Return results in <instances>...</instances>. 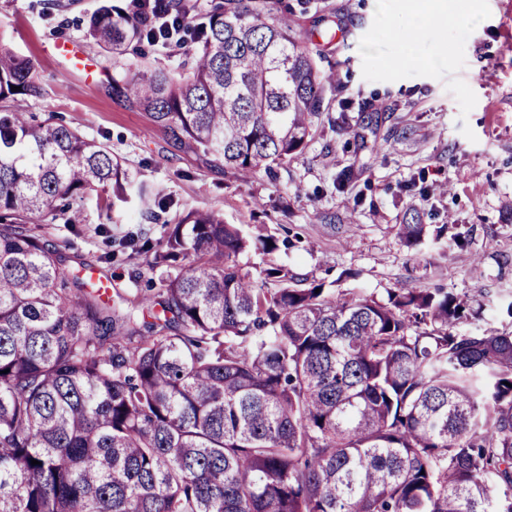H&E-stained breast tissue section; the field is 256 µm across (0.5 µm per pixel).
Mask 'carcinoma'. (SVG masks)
Instances as JSON below:
<instances>
[{
    "label": "carcinoma",
    "instance_id": "carcinoma-1",
    "mask_svg": "<svg viewBox=\"0 0 512 512\" xmlns=\"http://www.w3.org/2000/svg\"><path fill=\"white\" fill-rule=\"evenodd\" d=\"M169 9L188 62L124 68L112 97L241 177L303 153L335 78L292 18L273 0ZM149 17L106 6L87 34L121 59ZM42 95L0 44V512H512V324L474 328L470 299L438 288L254 275L241 254L291 241L199 208L123 237L168 273L114 304L35 225L76 223L99 192L115 210L129 173L37 121ZM142 196L150 220L172 203ZM429 228L413 215L399 236L416 249Z\"/></svg>",
    "mask_w": 512,
    "mask_h": 512
}]
</instances>
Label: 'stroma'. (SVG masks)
Segmentation results:
<instances>
[{
  "mask_svg": "<svg viewBox=\"0 0 512 512\" xmlns=\"http://www.w3.org/2000/svg\"><path fill=\"white\" fill-rule=\"evenodd\" d=\"M104 0H0V43L33 60L44 96L28 102L107 144L134 186L169 193L163 222L145 220L138 198L107 224L102 198L81 206L77 224H40V234L78 257L113 290L133 296L152 272L142 255L104 260L105 235L143 229L159 239L165 224L198 207L229 224H263L296 246L240 256L256 272L267 260L338 288L385 297L401 287L442 288L469 296L512 295V0H443L448 24L414 47L397 42L413 20L408 0H276L297 16L296 35L340 83L305 152L241 180L210 157L171 148L145 113L107 91L121 64L174 68L177 45L143 44L118 60L84 35ZM76 42L79 54L57 52ZM426 224H454L463 246L443 241L407 248L397 236L411 213Z\"/></svg>",
  "mask_w": 512,
  "mask_h": 512,
  "instance_id": "stroma-1",
  "label": "stroma"
}]
</instances>
